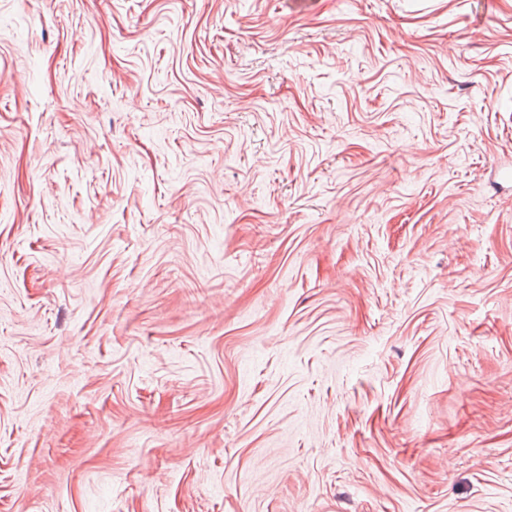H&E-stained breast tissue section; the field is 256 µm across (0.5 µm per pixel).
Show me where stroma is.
I'll return each instance as SVG.
<instances>
[{
  "label": "stroma",
  "instance_id": "35a3bbf8",
  "mask_svg": "<svg viewBox=\"0 0 512 512\" xmlns=\"http://www.w3.org/2000/svg\"><path fill=\"white\" fill-rule=\"evenodd\" d=\"M512 0H0V512H512Z\"/></svg>",
  "mask_w": 512,
  "mask_h": 512
}]
</instances>
